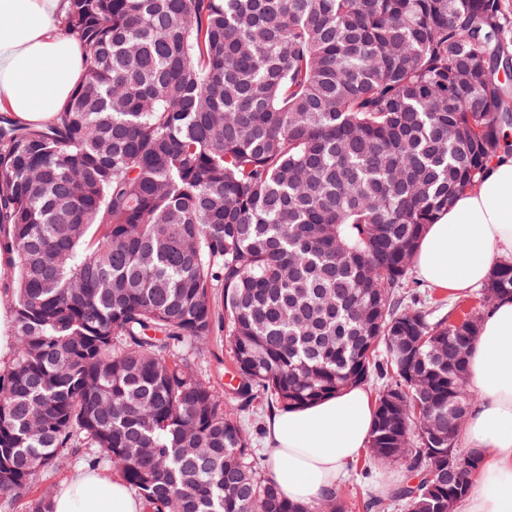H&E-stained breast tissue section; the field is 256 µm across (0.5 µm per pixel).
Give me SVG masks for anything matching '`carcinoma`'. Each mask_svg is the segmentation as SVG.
<instances>
[{"mask_svg": "<svg viewBox=\"0 0 512 512\" xmlns=\"http://www.w3.org/2000/svg\"><path fill=\"white\" fill-rule=\"evenodd\" d=\"M61 27L83 84L44 125L0 115V493L96 448L148 512H313L198 371L222 336L241 407L380 380L369 462L413 482L375 502L458 506L485 305L437 317L408 271L506 148L502 0H69Z\"/></svg>", "mask_w": 512, "mask_h": 512, "instance_id": "cac0c4a2", "label": "carcinoma"}]
</instances>
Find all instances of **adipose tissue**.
Returning a JSON list of instances; mask_svg holds the SVG:
<instances>
[{
  "mask_svg": "<svg viewBox=\"0 0 512 512\" xmlns=\"http://www.w3.org/2000/svg\"><path fill=\"white\" fill-rule=\"evenodd\" d=\"M66 7L65 0H0V112L50 122L84 80V48L58 25ZM510 260L512 156H504L428 226L413 264L430 285L462 293ZM468 363L477 401L459 442L481 463L461 512H512V297L485 313ZM374 421L373 400L359 385L274 410L266 423L269 480L288 499L319 506L367 447ZM53 512H144V503L108 470L83 469L57 490Z\"/></svg>",
  "mask_w": 512,
  "mask_h": 512,
  "instance_id": "adipose-tissue-1",
  "label": "adipose tissue"
}]
</instances>
